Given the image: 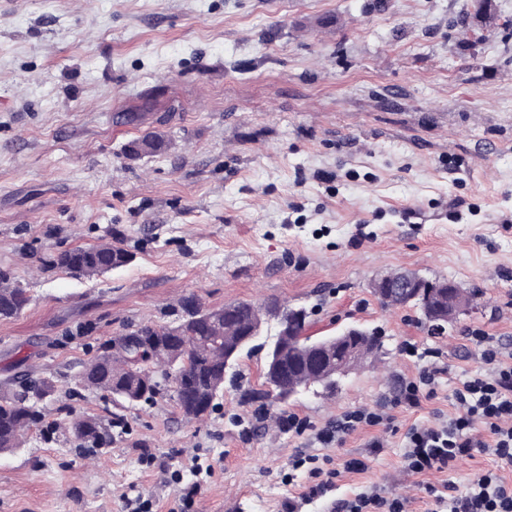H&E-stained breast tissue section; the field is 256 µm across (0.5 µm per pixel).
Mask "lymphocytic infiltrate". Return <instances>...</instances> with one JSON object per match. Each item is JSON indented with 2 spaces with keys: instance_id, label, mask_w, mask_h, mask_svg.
<instances>
[{
  "instance_id": "obj_1",
  "label": "lymphocytic infiltrate",
  "mask_w": 512,
  "mask_h": 512,
  "mask_svg": "<svg viewBox=\"0 0 512 512\" xmlns=\"http://www.w3.org/2000/svg\"><path fill=\"white\" fill-rule=\"evenodd\" d=\"M478 351L482 371L460 380L451 391L455 413L447 421L411 426L404 435V470L410 475L449 473L464 459L494 456L497 467L484 471L466 490L452 481L424 484L429 512H512V484L502 474L512 467V355L505 354L496 337L480 327L466 331ZM402 351L421 356L423 366L414 377L399 378L392 391L372 406L356 407L337 415L321 429L292 414L288 428L297 434L314 431L323 445L343 444L354 433L372 431L371 448L384 446L383 432L392 430L394 413L417 410L437 395L438 377L444 373L443 353L405 341ZM335 512H408V502L370 488L354 497L337 500Z\"/></svg>"
}]
</instances>
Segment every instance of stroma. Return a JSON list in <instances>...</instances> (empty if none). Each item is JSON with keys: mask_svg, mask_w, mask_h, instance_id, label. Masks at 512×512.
I'll list each match as a JSON object with an SVG mask.
<instances>
[{"mask_svg": "<svg viewBox=\"0 0 512 512\" xmlns=\"http://www.w3.org/2000/svg\"><path fill=\"white\" fill-rule=\"evenodd\" d=\"M151 137L159 149L137 152ZM103 243L132 261L93 278L51 262ZM404 270L458 283L473 307L441 329L385 308L371 284ZM0 271L30 296L0 320V398L27 377L58 386L0 455V512H287L315 481L292 469L300 452L333 468L369 456L334 497L375 485L424 512L421 482L463 490L497 466L419 479L402 454L404 430L450 415L479 368L466 328L512 353V0H0ZM189 296L303 306L311 331L375 328L385 349L335 394L262 412L241 399L262 383L255 351L201 420L167 392L121 407L80 384L101 343L177 325ZM410 339L447 371L380 454L365 432L326 448L284 426L373 405L416 375ZM80 414L111 421L108 448L78 446Z\"/></svg>", "mask_w": 512, "mask_h": 512, "instance_id": "1", "label": "stroma"}]
</instances>
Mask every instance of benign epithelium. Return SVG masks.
Returning a JSON list of instances; mask_svg holds the SVG:
<instances>
[{
    "label": "benign epithelium",
    "mask_w": 512,
    "mask_h": 512,
    "mask_svg": "<svg viewBox=\"0 0 512 512\" xmlns=\"http://www.w3.org/2000/svg\"><path fill=\"white\" fill-rule=\"evenodd\" d=\"M372 290L382 303L390 305L406 306L421 297L433 305L437 322L441 324L453 320L460 311L472 305V298L464 289L446 284L421 288L418 279L406 272L392 273L374 281ZM186 305L201 320L202 335L182 336L177 340L170 337L168 331L153 328L143 346L128 337L118 336L109 348L108 372L114 380L133 373L136 385L141 387L159 381L161 374L169 375L174 398L182 413L188 418H199L207 414L206 406L183 400L181 372L188 368L194 357L207 359L215 368L202 392H220L224 386V365L244 343L261 335L264 324L276 314V308L269 304L255 305L251 323L244 328L233 319L235 305L232 302L209 309L190 299ZM304 329L305 321L297 316L291 318L288 336L268 353L265 360L264 373L277 381L273 394L280 402L294 399L315 382L345 376L365 359L377 355V350L368 342L348 336L346 328L306 337L303 336ZM81 376L85 377L88 389L115 397L113 384L99 374L95 363L88 364ZM99 425L98 418L81 415L71 420L68 431L79 441Z\"/></svg>",
    "instance_id": "obj_1"
}]
</instances>
